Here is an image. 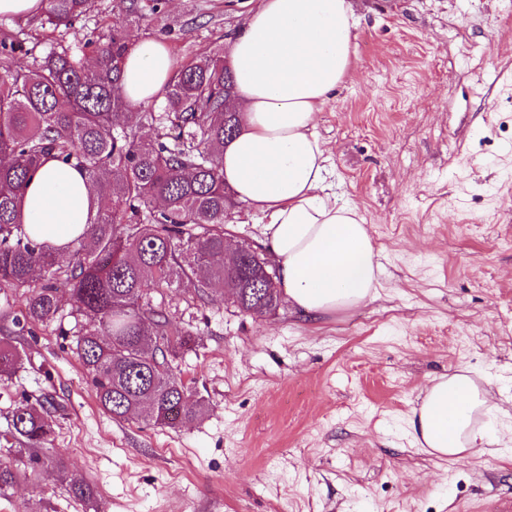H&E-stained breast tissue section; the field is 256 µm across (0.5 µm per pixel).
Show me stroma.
Here are the masks:
<instances>
[{
  "mask_svg": "<svg viewBox=\"0 0 512 512\" xmlns=\"http://www.w3.org/2000/svg\"><path fill=\"white\" fill-rule=\"evenodd\" d=\"M357 67L318 116L329 193L357 206L381 266L372 301L314 318L284 304L254 319L170 288L165 307L199 333L181 377L204 417L175 429L116 421L97 403L63 328L15 333L31 363L0 383V461L16 403L56 409L45 454L90 485L75 499L52 466L0 496V512H496L512 451L449 463L409 425L429 381L467 369L492 391L478 422L512 412V0H354ZM250 0H168L176 63L227 44ZM115 0L72 27L0 16L33 66L53 42H107Z\"/></svg>",
  "mask_w": 512,
  "mask_h": 512,
  "instance_id": "obj_1",
  "label": "stroma"
}]
</instances>
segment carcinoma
Here are the masks:
<instances>
[{"label":"carcinoma","instance_id":"carcinoma-1","mask_svg":"<svg viewBox=\"0 0 512 512\" xmlns=\"http://www.w3.org/2000/svg\"><path fill=\"white\" fill-rule=\"evenodd\" d=\"M42 24L70 26L91 0H44ZM166 0H118L122 19L106 43L87 41L88 56L64 46L33 69L0 77V285L20 295V329L58 322L72 301L75 352L96 400L116 420L137 417L176 428L200 419L206 400L183 382L177 359L197 333L172 323L165 290L189 284L205 304L230 302L255 319L282 302L263 256L229 250L224 224L239 207L224 185V140L240 128L233 77L219 46L176 67L161 112H133L120 92L133 30L164 21ZM142 128L151 130L144 136ZM87 174L98 199L94 219L68 257L30 237L21 222L25 190L44 160ZM18 348L0 340V378L20 368ZM54 415L22 402L12 411L16 449L32 470L54 432ZM54 466L71 494L90 495L64 458ZM26 471L0 462V496Z\"/></svg>","mask_w":512,"mask_h":512}]
</instances>
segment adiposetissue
Instances as JSON below:
<instances>
[{
    "instance_id": "obj_1",
    "label": "adipose tissue",
    "mask_w": 512,
    "mask_h": 512,
    "mask_svg": "<svg viewBox=\"0 0 512 512\" xmlns=\"http://www.w3.org/2000/svg\"><path fill=\"white\" fill-rule=\"evenodd\" d=\"M356 37L351 0H256L226 56L245 122L224 143V182L263 216L262 242L288 303L315 317L371 300L380 273L363 217L326 192L329 156L316 133L319 112L355 68ZM175 67L163 41L139 40L122 92L134 106L158 100ZM96 210L85 175L49 159L26 190L23 222L65 256ZM491 399L470 371L433 378L409 418L415 443L451 462L496 444L473 423Z\"/></svg>"
}]
</instances>
